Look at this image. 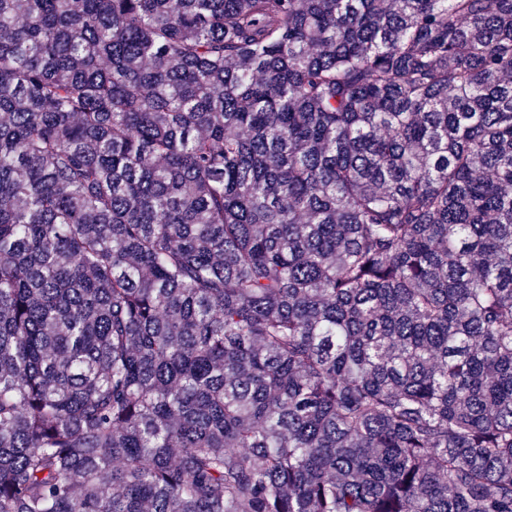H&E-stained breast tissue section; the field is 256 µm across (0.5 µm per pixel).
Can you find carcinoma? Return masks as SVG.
I'll list each match as a JSON object with an SVG mask.
<instances>
[{
    "label": "carcinoma",
    "instance_id": "obj_1",
    "mask_svg": "<svg viewBox=\"0 0 512 512\" xmlns=\"http://www.w3.org/2000/svg\"><path fill=\"white\" fill-rule=\"evenodd\" d=\"M0 512H512V0H0Z\"/></svg>",
    "mask_w": 512,
    "mask_h": 512
}]
</instances>
